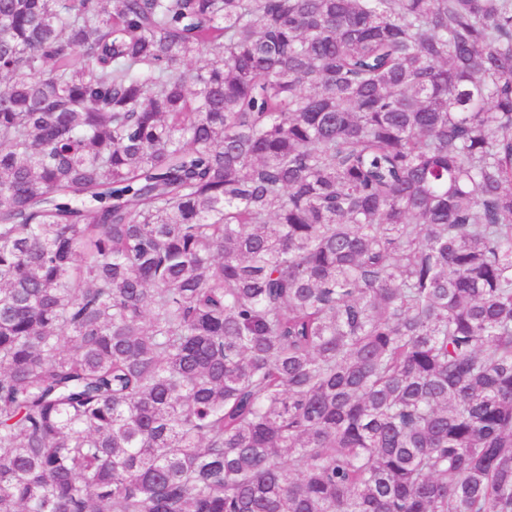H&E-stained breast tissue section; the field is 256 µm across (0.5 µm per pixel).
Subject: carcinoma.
<instances>
[{
  "label": "carcinoma",
  "mask_w": 512,
  "mask_h": 512,
  "mask_svg": "<svg viewBox=\"0 0 512 512\" xmlns=\"http://www.w3.org/2000/svg\"><path fill=\"white\" fill-rule=\"evenodd\" d=\"M5 78L0 512H512V0H0Z\"/></svg>",
  "instance_id": "cac0c4a2"
}]
</instances>
